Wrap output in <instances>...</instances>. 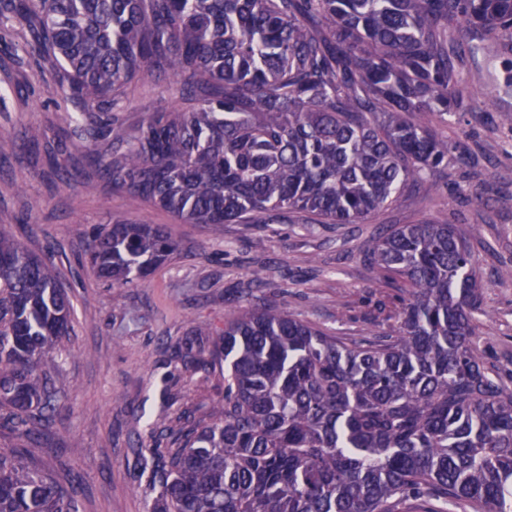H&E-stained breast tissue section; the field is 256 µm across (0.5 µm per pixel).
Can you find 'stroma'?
Instances as JSON below:
<instances>
[{
  "label": "stroma",
  "mask_w": 512,
  "mask_h": 512,
  "mask_svg": "<svg viewBox=\"0 0 512 512\" xmlns=\"http://www.w3.org/2000/svg\"><path fill=\"white\" fill-rule=\"evenodd\" d=\"M21 29L0 31V139H20L17 153L0 152V227L12 228L31 252L49 254L70 298L71 335L52 353L53 381L69 410L34 435L0 428V448H22L28 462L65 492L80 512H148L157 490L142 451L175 450L169 435L151 434L148 417L209 422L224 395V370L208 379L173 357L188 347L210 358L216 330L244 307L276 300L293 317L340 336L382 330V315L399 300L379 285L364 245L380 224L428 220L456 225L467 238L482 284L476 343L504 381L512 380V43L471 39L451 31L470 92L461 111L436 122L438 133L474 167L438 175L430 191L404 190L364 224H313L301 213L272 212L259 224H187L171 213L131 201L101 178L67 184L61 169L81 157L74 142L57 141L63 112L49 93L54 73L35 56L14 59ZM173 80L145 77L124 92L117 117L132 129L150 113L183 107ZM123 219L161 224L181 254L145 279L118 288L81 263L87 240ZM266 283L249 287L253 270Z\"/></svg>",
  "instance_id": "stroma-1"
}]
</instances>
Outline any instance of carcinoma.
Listing matches in <instances>:
<instances>
[{
	"instance_id": "1",
	"label": "carcinoma",
	"mask_w": 512,
	"mask_h": 512,
	"mask_svg": "<svg viewBox=\"0 0 512 512\" xmlns=\"http://www.w3.org/2000/svg\"><path fill=\"white\" fill-rule=\"evenodd\" d=\"M14 56L56 70V107L96 174L188 224H249L288 209L362 224L466 162L416 116L463 89L459 26L512 40V0H0ZM176 79L188 109L117 124L125 89ZM110 141L105 154L96 152ZM160 224L116 219L86 244L123 286L180 254ZM381 284L406 294L386 331L336 336L270 300L217 331V419L156 459L151 512H512V387L474 342L482 289L453 224L368 240ZM71 308L49 266L0 228V407L30 433L61 407L46 352ZM24 449H0V512H80Z\"/></svg>"
}]
</instances>
